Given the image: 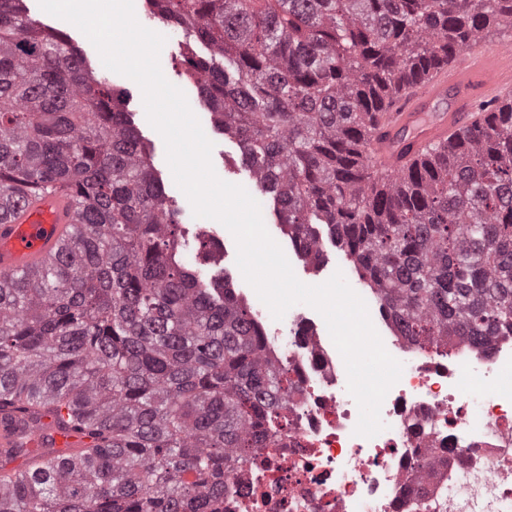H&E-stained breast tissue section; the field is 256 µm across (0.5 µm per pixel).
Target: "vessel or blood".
Masks as SVG:
<instances>
[{
    "instance_id": "vessel-or-blood-1",
    "label": "vessel or blood",
    "mask_w": 512,
    "mask_h": 512,
    "mask_svg": "<svg viewBox=\"0 0 512 512\" xmlns=\"http://www.w3.org/2000/svg\"><path fill=\"white\" fill-rule=\"evenodd\" d=\"M508 99L512 100L511 46L460 52L426 80L406 86L376 114L370 143L374 170L383 177L398 175L433 147L483 123L491 107ZM75 222L69 192L21 193L12 209L0 216V277L33 270L57 256ZM88 442L54 414L33 412L21 403L0 411V465L6 470L25 471L34 462L53 457L67 459ZM16 448L26 449V456H13Z\"/></svg>"
}]
</instances>
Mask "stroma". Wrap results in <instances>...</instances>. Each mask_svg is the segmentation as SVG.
Instances as JSON below:
<instances>
[{"mask_svg":"<svg viewBox=\"0 0 512 512\" xmlns=\"http://www.w3.org/2000/svg\"><path fill=\"white\" fill-rule=\"evenodd\" d=\"M135 14L138 21L166 38V43L160 54V65L165 77L174 85L181 88L188 99L189 105L199 118L207 137L213 142L212 163L217 175L224 181L242 185L249 194L258 201L261 207L264 224L272 238L284 250L297 278L303 283L317 285L327 281L335 271H342L349 285L357 293H364L365 288L358 283L356 275L344 256L343 252L334 246H327L328 264L323 270H316L301 261L295 253L291 241L280 224L279 206L271 194L259 190L241 162V151L235 139L224 136L216 127L213 117L206 106L200 102L198 91L186 74V66L182 61L184 46L183 37L155 18L148 0H134ZM28 14L37 23L52 28L65 35L69 43L82 53L86 63L102 77L109 80L112 86L124 93L127 100L129 117L138 131L142 141L149 147L154 167L161 179L167 196L181 209L182 229L187 239H194L198 234L205 233L223 240L224 255L213 271L224 276L244 299L249 308L260 307L261 301L254 289L245 282L237 264V249L231 233L219 222L194 217L191 205L184 193L175 185L171 170L166 161L165 145L162 137L148 123L142 103V94L138 85L132 80L108 70L101 58L86 38L72 24L42 11L38 0H26Z\"/></svg>","mask_w":512,"mask_h":512,"instance_id":"1","label":"stroma"}]
</instances>
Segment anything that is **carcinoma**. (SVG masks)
I'll return each instance as SVG.
<instances>
[{"mask_svg": "<svg viewBox=\"0 0 512 512\" xmlns=\"http://www.w3.org/2000/svg\"><path fill=\"white\" fill-rule=\"evenodd\" d=\"M186 72L298 248L318 225L416 346L512 333V105L393 180L372 114L512 27V0H151ZM207 50L202 55L195 49ZM68 189L67 252L0 279V405L92 438L61 465L0 472V512H207L228 454L280 427L295 386L226 281L183 236L121 94L25 0H0V208Z\"/></svg>", "mask_w": 512, "mask_h": 512, "instance_id": "carcinoma-1", "label": "carcinoma"}]
</instances>
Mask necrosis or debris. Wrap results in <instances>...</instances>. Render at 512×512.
<instances>
[{
  "label": "necrosis or debris",
  "instance_id": "4bbe7bcc",
  "mask_svg": "<svg viewBox=\"0 0 512 512\" xmlns=\"http://www.w3.org/2000/svg\"><path fill=\"white\" fill-rule=\"evenodd\" d=\"M368 304L403 364L382 404L385 430L355 435L344 361L306 310L293 311L268 323L266 341L298 391L274 441L250 450L211 512H512V336L421 349L377 297Z\"/></svg>",
  "mask_w": 512,
  "mask_h": 512
}]
</instances>
